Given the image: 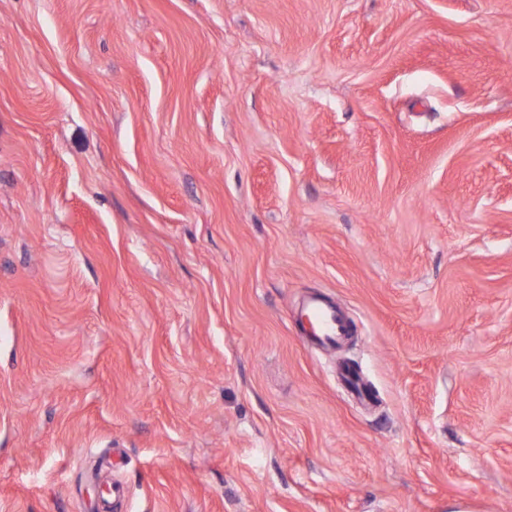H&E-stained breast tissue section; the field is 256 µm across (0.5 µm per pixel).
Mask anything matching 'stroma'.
<instances>
[{"label":"stroma","instance_id":"stroma-1","mask_svg":"<svg viewBox=\"0 0 512 512\" xmlns=\"http://www.w3.org/2000/svg\"><path fill=\"white\" fill-rule=\"evenodd\" d=\"M106 481L512 512V0H0V512ZM301 315L313 323L315 333L309 337L318 345L335 348L350 333L349 325L336 305L321 298L308 301Z\"/></svg>","mask_w":512,"mask_h":512}]
</instances>
